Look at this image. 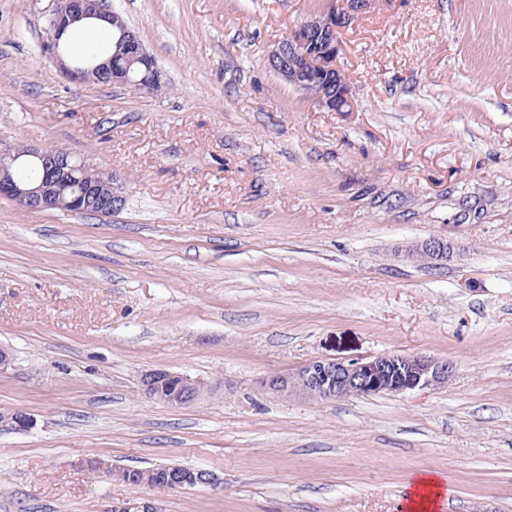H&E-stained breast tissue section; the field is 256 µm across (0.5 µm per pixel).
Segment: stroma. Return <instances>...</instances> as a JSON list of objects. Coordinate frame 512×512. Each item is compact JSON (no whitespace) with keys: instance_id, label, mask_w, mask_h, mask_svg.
I'll return each instance as SVG.
<instances>
[{"instance_id":"obj_1","label":"stroma","mask_w":512,"mask_h":512,"mask_svg":"<svg viewBox=\"0 0 512 512\" xmlns=\"http://www.w3.org/2000/svg\"><path fill=\"white\" fill-rule=\"evenodd\" d=\"M164 87L76 84L42 54L54 0H0V142L61 146L123 182L100 217L0 198V512H512V0H373L341 35L354 108L269 66L329 0H108ZM432 235L440 268L397 257ZM423 354L447 386L284 398L314 359ZM206 383L147 397L143 374ZM179 464L220 488L92 477ZM145 394L164 405L180 407L197 400L204 389L201 382L165 370H152L142 377ZM444 477L432 470H421L413 472L407 479L404 497L408 500L402 506L406 512H437L439 499L448 496V487Z\"/></svg>"}]
</instances>
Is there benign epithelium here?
Returning a JSON list of instances; mask_svg holds the SVG:
<instances>
[{
    "label": "benign epithelium",
    "instance_id": "obj_1",
    "mask_svg": "<svg viewBox=\"0 0 512 512\" xmlns=\"http://www.w3.org/2000/svg\"><path fill=\"white\" fill-rule=\"evenodd\" d=\"M370 0H330L327 10L306 17L291 29L270 54L274 71L293 87L308 93L321 108L331 112L353 111L349 86L337 65L339 35L363 14ZM107 14L119 29L115 56L130 62L149 64L150 55L138 36L121 25V18L104 7L103 0H55L45 29L42 52L49 57L57 72L71 82L94 84L99 73L111 75L112 83L128 82V71L112 66V59L88 71L70 65L60 51L67 28L81 20ZM40 161L44 174L40 181L29 182L13 173V165L21 156ZM90 168L82 161L71 163V154L52 152L48 148L0 143V195L29 210L58 207L56 190L74 177L78 168ZM90 200H99L110 214L125 204V187L112 174L84 177L71 200V212L80 213ZM460 245L439 236H430L405 247L403 257L441 268L450 261ZM454 367L445 360L414 354H382L356 360L317 359L304 364L291 374H279L262 381L268 390L281 395H305L321 400L345 397H368L381 393L405 394L417 389L448 385ZM145 394L164 405L180 407L197 400L204 385L165 370H152L142 377ZM0 424L15 429H30L34 419L23 410L0 412ZM111 512H159L154 500L140 498L114 503Z\"/></svg>",
    "mask_w": 512,
    "mask_h": 512
}]
</instances>
